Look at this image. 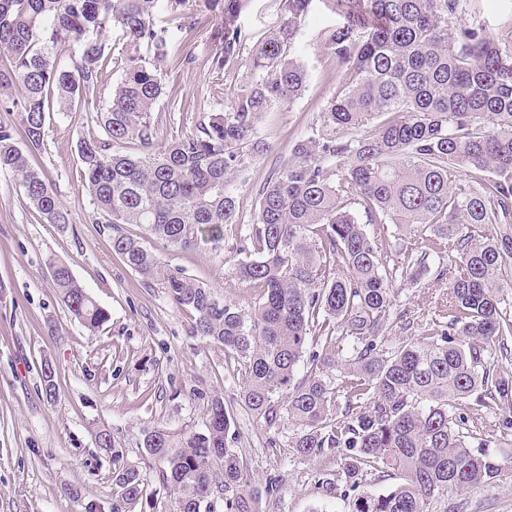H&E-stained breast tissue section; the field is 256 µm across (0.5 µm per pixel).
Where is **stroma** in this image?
Here are the masks:
<instances>
[{"label":"stroma","mask_w":512,"mask_h":512,"mask_svg":"<svg viewBox=\"0 0 512 512\" xmlns=\"http://www.w3.org/2000/svg\"><path fill=\"white\" fill-rule=\"evenodd\" d=\"M464 21L483 25L494 40L512 42V0H483ZM284 20L279 0H251L239 23L249 44L260 42ZM338 21L331 0H313L301 23L295 53L307 66L303 95L270 113L258 131L264 150L235 181L242 220H251L256 191L272 169L286 162L298 139L318 125L341 71L323 52L321 33ZM170 53L186 63L171 69L162 101L167 111L163 137L192 127L200 113L217 112L230 102L240 73L216 75L211 69L217 21L188 10L183 18L159 12ZM87 112L54 113L44 145L32 155L34 167L67 204L68 224L41 223L18 197L13 179L0 172V512H113L116 475L139 471L145 494L122 512H173L174 498L161 481L167 464L147 453L143 432L203 431L211 400L222 396L232 411L228 446L246 468L251 486L277 476L276 496L263 499V512H348L343 494L330 497L319 483L335 464L296 456L290 424L268 427L239 405L240 374L226 369L224 350L191 335V314L173 302L162 278L145 279L112 251V231L93 220L90 199L81 188L77 165L80 141L98 137ZM155 250L163 268L179 269L212 284L243 310H251L261 291L234 277L237 239L206 241L190 250L164 246L144 226L123 225ZM68 263L109 320L89 334L72 317L51 285L48 256ZM430 265L417 284L399 282L395 298L423 321L438 316L436 305L448 293V279ZM51 362L57 394L41 392L40 368ZM106 429L112 447L95 435ZM460 505L461 512H512V480L449 494L434 512Z\"/></svg>","instance_id":"obj_1"}]
</instances>
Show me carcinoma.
Returning a JSON list of instances; mask_svg holds the SVG:
<instances>
[{
  "instance_id": "carcinoma-1",
  "label": "carcinoma",
  "mask_w": 512,
  "mask_h": 512,
  "mask_svg": "<svg viewBox=\"0 0 512 512\" xmlns=\"http://www.w3.org/2000/svg\"><path fill=\"white\" fill-rule=\"evenodd\" d=\"M189 0H0V105L18 125L0 124V172L43 224H70L71 214L29 156L44 145L54 110L71 112L100 90L109 54L102 36L126 39L120 80L95 113L100 136L78 146L82 187L93 214L112 229V251L144 278L158 275L156 254L121 231L141 224L189 249L234 228L245 258L234 276L262 290L251 311L179 270L166 288L193 316L192 329L240 366L242 407L269 426L297 427L291 448L301 458L334 460V478L353 493L349 512H432L433 502L512 476L491 448L512 447V375L491 361L512 360V43L492 40L461 21L463 0H334L344 21L321 34V47L343 69L320 125L296 141L292 157L257 191L248 224L239 219L233 182L260 152L266 115L299 98L307 69L293 55L312 0H281L285 19L251 49L239 18L250 0H196L220 21L212 70L243 68L222 112L199 117L171 139L160 138L168 45L154 22ZM77 45L70 67L59 45ZM375 132L344 140L376 116ZM141 147L138 153L127 145ZM470 180L452 179L456 169ZM367 224L379 225L370 233ZM405 230L407 261L389 265L385 225ZM448 258V298L416 341L392 350L382 335L393 308V283L417 282L431 258ZM47 269L61 302L90 333L107 312L54 257ZM340 344L314 354L297 371L309 342ZM340 370L344 411L325 380ZM55 369L42 366L47 399ZM501 412L495 440L482 437L477 408ZM231 414L211 401L202 432L145 431L147 452L167 461L163 484L176 512H204L216 489L234 491L226 512H260L278 491L242 487L243 464L227 448ZM401 481L383 494L366 477ZM123 503L143 497L135 469L116 476Z\"/></svg>"
}]
</instances>
